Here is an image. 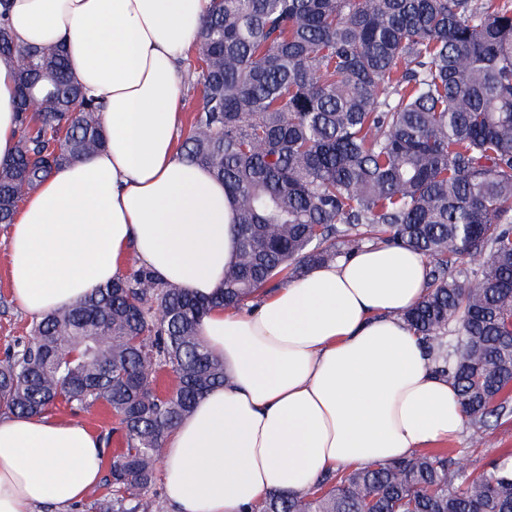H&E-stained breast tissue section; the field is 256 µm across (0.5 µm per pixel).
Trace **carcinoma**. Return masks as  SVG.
Wrapping results in <instances>:
<instances>
[{"label": "carcinoma", "mask_w": 512, "mask_h": 512, "mask_svg": "<svg viewBox=\"0 0 512 512\" xmlns=\"http://www.w3.org/2000/svg\"><path fill=\"white\" fill-rule=\"evenodd\" d=\"M14 49L0 12V52ZM188 79L201 93L181 155L235 200L237 260L209 299L132 260L0 360V412L104 404L124 448L96 512H164L167 434L224 361L198 336L279 275L373 238L428 258L403 319L453 381L480 443L512 418V0H211ZM18 139L0 164V224L52 169L98 152L102 102L57 44L18 50ZM483 260L464 278L454 262ZM175 378L155 389L160 372ZM254 512H512V452L476 474L464 448L330 472Z\"/></svg>", "instance_id": "1"}]
</instances>
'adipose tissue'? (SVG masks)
<instances>
[{
	"instance_id": "1",
	"label": "adipose tissue",
	"mask_w": 512,
	"mask_h": 512,
	"mask_svg": "<svg viewBox=\"0 0 512 512\" xmlns=\"http://www.w3.org/2000/svg\"><path fill=\"white\" fill-rule=\"evenodd\" d=\"M211 0H8L15 50L0 53V163L17 142V51L63 44L102 99L107 140L53 170L19 207L6 252L30 317L77 304L136 256L163 281L214 295L237 257L221 181L187 163L179 63ZM427 261L379 243L317 265L251 302L217 307L200 335L223 385L168 435L162 486L177 512H251L340 467L403 459L459 438L460 396L400 318L427 289ZM96 434L47 417L0 416V512H65L100 479Z\"/></svg>"
}]
</instances>
